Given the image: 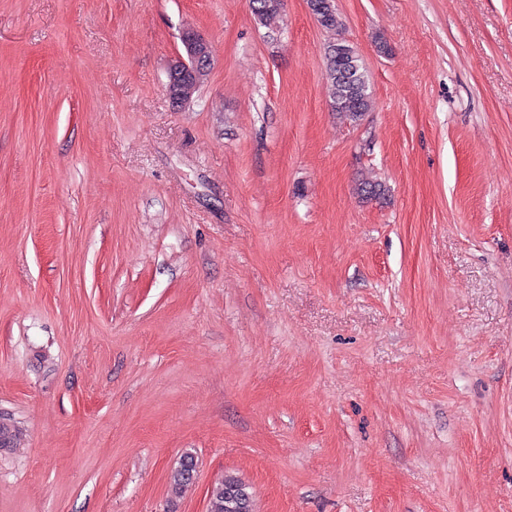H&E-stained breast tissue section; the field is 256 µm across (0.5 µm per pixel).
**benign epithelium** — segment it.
I'll return each instance as SVG.
<instances>
[{
    "label": "benign epithelium",
    "instance_id": "obj_1",
    "mask_svg": "<svg viewBox=\"0 0 512 512\" xmlns=\"http://www.w3.org/2000/svg\"><path fill=\"white\" fill-rule=\"evenodd\" d=\"M180 40L182 52L170 64L166 83L167 95L174 104L190 97L198 77L209 72L213 56L211 42L193 28L185 29ZM230 499L234 512H248L250 496L242 487H233Z\"/></svg>",
    "mask_w": 512,
    "mask_h": 512
}]
</instances>
